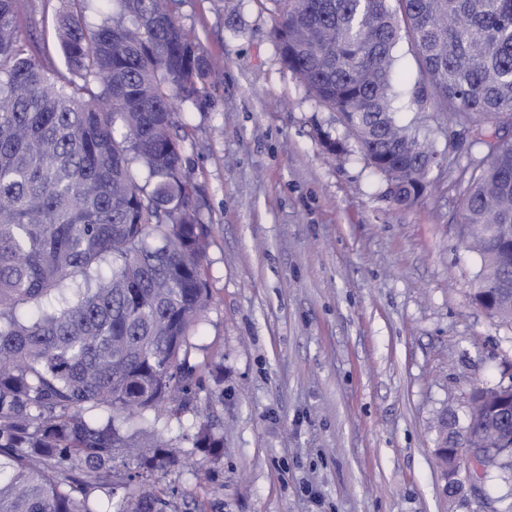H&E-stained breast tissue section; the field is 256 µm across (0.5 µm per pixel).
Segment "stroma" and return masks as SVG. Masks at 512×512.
I'll use <instances>...</instances> for the list:
<instances>
[{
	"instance_id": "1",
	"label": "stroma",
	"mask_w": 512,
	"mask_h": 512,
	"mask_svg": "<svg viewBox=\"0 0 512 512\" xmlns=\"http://www.w3.org/2000/svg\"><path fill=\"white\" fill-rule=\"evenodd\" d=\"M180 0L177 17L221 63L186 151L213 228L212 301L190 339L222 368L220 461L164 476L203 512H487L449 503L435 450L473 387L512 380V322L472 298L480 260L458 234L486 154L432 104L405 113L434 143L423 198L394 203L337 113L279 58L271 0ZM62 0H19L34 54ZM347 154L327 156L322 134Z\"/></svg>"
}]
</instances>
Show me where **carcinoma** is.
<instances>
[{
  "instance_id": "obj_1",
  "label": "carcinoma",
  "mask_w": 512,
  "mask_h": 512,
  "mask_svg": "<svg viewBox=\"0 0 512 512\" xmlns=\"http://www.w3.org/2000/svg\"><path fill=\"white\" fill-rule=\"evenodd\" d=\"M63 66L34 57L0 0V512H182L157 475L183 450L150 410L179 418L196 398L189 338L211 292L210 231L186 155L181 105L209 100L212 63L177 19L178 0H66ZM280 61L337 113L401 205L424 195L434 147L402 114L435 104L491 150L465 191L458 233L501 282L512 321V0H271ZM413 48L408 85L395 49ZM190 437L212 461L210 422ZM486 408L466 411L484 484L512 512V450Z\"/></svg>"
}]
</instances>
